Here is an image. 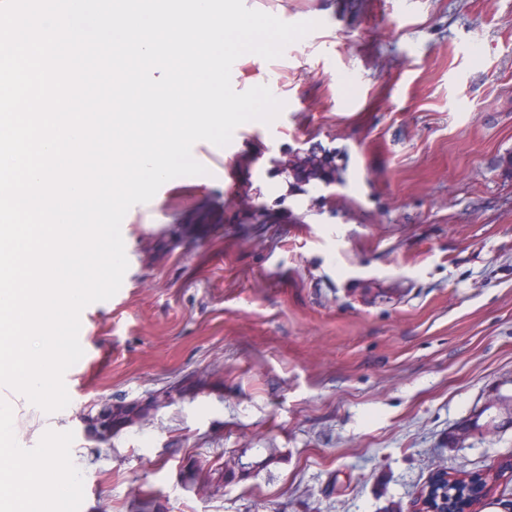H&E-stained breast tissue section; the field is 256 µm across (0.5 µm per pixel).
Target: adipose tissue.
Instances as JSON below:
<instances>
[{
  "label": "adipose tissue",
  "instance_id": "ef3b65f1",
  "mask_svg": "<svg viewBox=\"0 0 512 512\" xmlns=\"http://www.w3.org/2000/svg\"><path fill=\"white\" fill-rule=\"evenodd\" d=\"M14 406L11 398L0 399V503L6 512H39L40 492L64 493L72 478L54 456L17 458L11 446Z\"/></svg>",
  "mask_w": 512,
  "mask_h": 512
}]
</instances>
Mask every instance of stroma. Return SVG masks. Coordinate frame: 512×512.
<instances>
[{"mask_svg":"<svg viewBox=\"0 0 512 512\" xmlns=\"http://www.w3.org/2000/svg\"><path fill=\"white\" fill-rule=\"evenodd\" d=\"M245 4L317 27L231 72L269 87L276 118L203 142L206 174L127 212L128 268L81 319L69 405L18 399L15 448L75 481L41 512H136L143 490L167 512H386L436 471L512 459V0ZM326 152L338 182L293 185ZM189 376L195 397L85 435L81 414ZM245 452L274 461L219 488L178 478Z\"/></svg>","mask_w":512,"mask_h":512,"instance_id":"obj_1","label":"stroma"}]
</instances>
